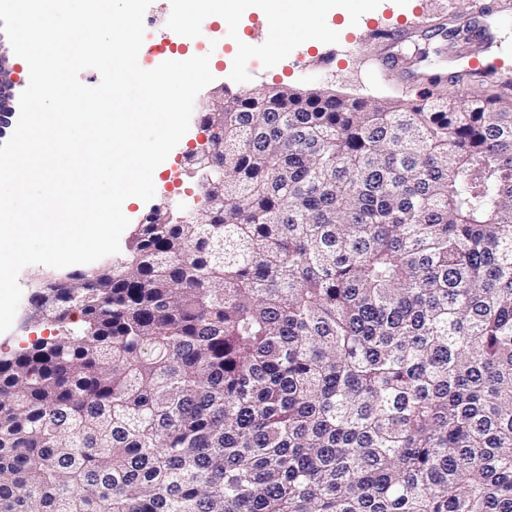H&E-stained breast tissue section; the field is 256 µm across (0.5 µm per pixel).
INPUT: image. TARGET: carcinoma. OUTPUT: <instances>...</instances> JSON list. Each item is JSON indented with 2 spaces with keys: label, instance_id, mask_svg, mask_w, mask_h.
<instances>
[{
  "label": "carcinoma",
  "instance_id": "1",
  "mask_svg": "<svg viewBox=\"0 0 512 512\" xmlns=\"http://www.w3.org/2000/svg\"><path fill=\"white\" fill-rule=\"evenodd\" d=\"M195 224L39 278L0 512H512V102L240 92Z\"/></svg>",
  "mask_w": 512,
  "mask_h": 512
}]
</instances>
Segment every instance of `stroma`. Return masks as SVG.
<instances>
[{
    "instance_id": "35a3bbf8",
    "label": "stroma",
    "mask_w": 512,
    "mask_h": 512,
    "mask_svg": "<svg viewBox=\"0 0 512 512\" xmlns=\"http://www.w3.org/2000/svg\"><path fill=\"white\" fill-rule=\"evenodd\" d=\"M470 0H296L300 25L287 48L276 52L271 48V28L265 9H248L217 19L220 0H201L196 11L204 19L213 36L223 31H239L248 39L244 51L234 52L225 46L221 65L212 66V89L227 88L229 93L263 92L280 86L297 90L319 87L354 97L370 98L400 95L411 79L424 80L447 73L446 84L459 103H466L473 94L487 90L501 91L504 81L512 82V0L504 9L492 12L488 22L495 38L490 59L503 61L504 67L495 76L482 78L466 74L468 59L463 52L465 40L472 31L468 23ZM154 17L151 32L144 36L143 60L158 66L163 58L151 55L165 33L176 31L180 44L189 54H196L203 34L190 25L174 30V21L188 13L187 0H153L148 8ZM369 18L389 19L390 23L406 20L418 23V30L405 40L381 49L366 27ZM352 39L355 52L339 57L330 66H323L318 56L335 44ZM205 135L198 120H191L188 132L171 151L155 181L151 201L128 207V227L120 243L128 245L138 224L155 208H186L189 199H200L201 189L195 179L185 173V156L203 143ZM38 265L24 267L18 275L22 289L12 328L0 334V356L13 351L25 339L46 337L51 326L37 321L30 303L35 291Z\"/></svg>"
}]
</instances>
